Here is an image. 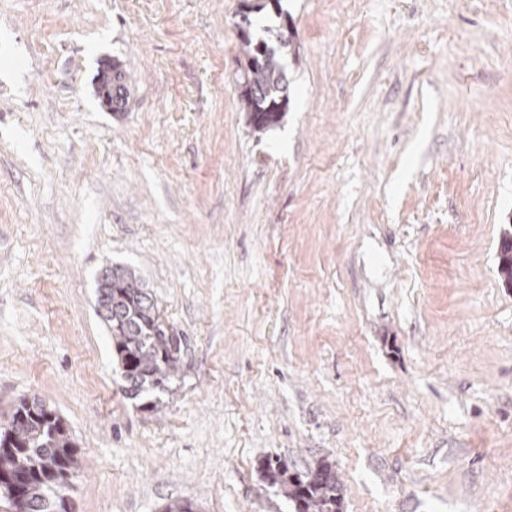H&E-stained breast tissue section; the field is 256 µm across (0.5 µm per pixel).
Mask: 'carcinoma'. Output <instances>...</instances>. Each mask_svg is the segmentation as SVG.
Listing matches in <instances>:
<instances>
[{"label": "carcinoma", "instance_id": "cac0c4a2", "mask_svg": "<svg viewBox=\"0 0 512 512\" xmlns=\"http://www.w3.org/2000/svg\"><path fill=\"white\" fill-rule=\"evenodd\" d=\"M280 0L251 4L237 24L245 66L240 76V104L258 131L277 125L289 103L284 60L295 52V33L288 19L252 40L245 27L248 13L272 7ZM498 274L512 285V236L503 237ZM97 312L112 338V351L121 371L124 390L143 393L174 392L180 370L182 337L160 320L158 306L143 288L135 271L115 265L97 281ZM82 467L72 433L46 401L34 395L0 412V508L3 512H66V491ZM265 479L279 487L294 512H340L342 488L327 460L305 472L278 458L262 465Z\"/></svg>", "mask_w": 512, "mask_h": 512}]
</instances>
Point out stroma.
I'll list each match as a JSON object with an SVG mask.
<instances>
[{
    "label": "stroma",
    "mask_w": 512,
    "mask_h": 512,
    "mask_svg": "<svg viewBox=\"0 0 512 512\" xmlns=\"http://www.w3.org/2000/svg\"><path fill=\"white\" fill-rule=\"evenodd\" d=\"M240 3L0 0V410L65 420L76 512H292L278 457L330 461L341 512H512V0H281L260 132ZM115 264L184 339L152 409L96 312ZM288 19L285 15L282 24L265 31L267 38L256 41L245 30L251 25L247 14L243 13L241 23L236 24L245 57L240 76L241 109L248 112L250 124L258 131L277 125L289 103L284 60L295 52L296 46Z\"/></svg>",
    "instance_id": "1"
}]
</instances>
